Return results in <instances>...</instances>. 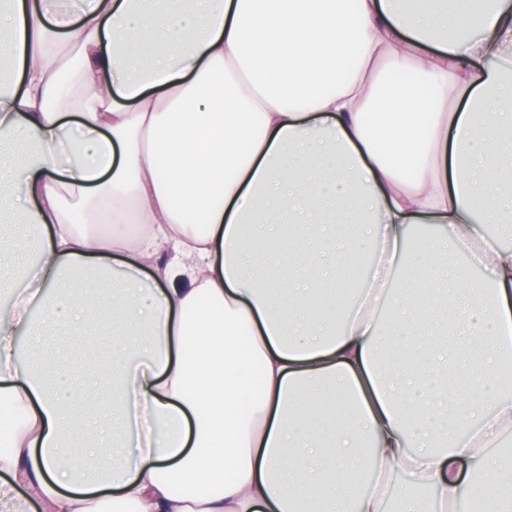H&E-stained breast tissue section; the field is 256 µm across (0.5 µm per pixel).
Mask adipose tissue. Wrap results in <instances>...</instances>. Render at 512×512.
Instances as JSON below:
<instances>
[{"mask_svg": "<svg viewBox=\"0 0 512 512\" xmlns=\"http://www.w3.org/2000/svg\"><path fill=\"white\" fill-rule=\"evenodd\" d=\"M0 0V512H512V0ZM367 247L343 321L325 255ZM294 268L264 288L269 248ZM470 262H442L444 251ZM482 272L471 278V267ZM119 310L90 431L19 368L74 272ZM89 466L72 463L75 441Z\"/></svg>", "mask_w": 512, "mask_h": 512, "instance_id": "adipose-tissue-1", "label": "adipose tissue"}]
</instances>
